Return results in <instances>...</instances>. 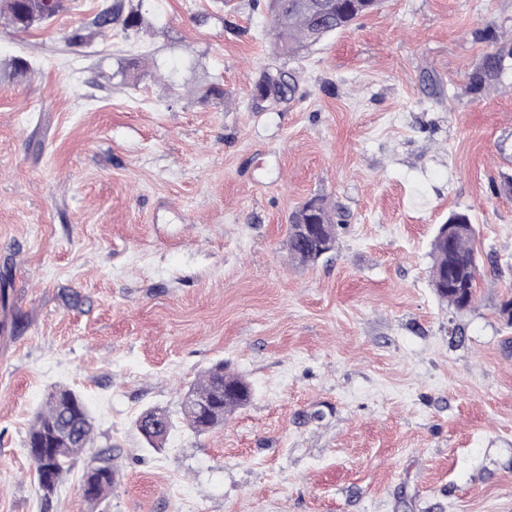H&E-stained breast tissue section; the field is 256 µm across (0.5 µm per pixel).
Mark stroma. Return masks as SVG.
<instances>
[{"label":"stroma","instance_id":"1","mask_svg":"<svg viewBox=\"0 0 512 512\" xmlns=\"http://www.w3.org/2000/svg\"><path fill=\"white\" fill-rule=\"evenodd\" d=\"M103 2L0 30V512H512V68L467 80L512 51V0H382L295 58L265 0H143L139 28L66 42ZM273 69L295 91L252 111ZM314 197L336 246L301 265ZM456 211L466 311L429 286ZM219 361L251 401L150 447L141 414ZM62 386L121 468L95 506L89 454L46 498L24 449ZM504 56L499 53H489L484 56L479 67L468 74L471 86L482 88L484 84L496 78L505 69ZM290 223L287 247L293 261L302 265L315 263L335 248L337 224L323 199L304 202L292 214ZM449 227L453 228L448 235ZM474 239L475 228L468 215L454 213L448 224L438 227L432 242L430 286L441 301L458 311L475 303L480 260Z\"/></svg>","mask_w":512,"mask_h":512}]
</instances>
